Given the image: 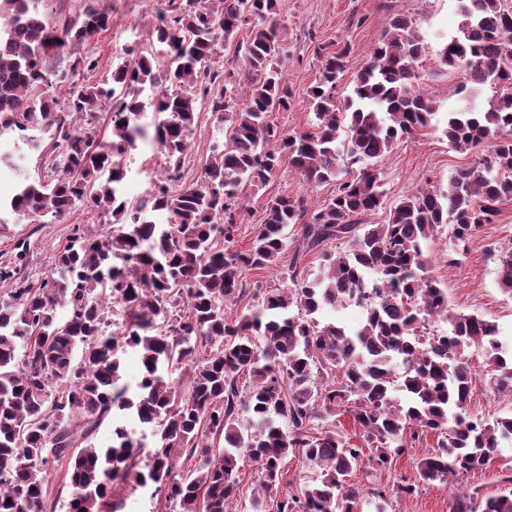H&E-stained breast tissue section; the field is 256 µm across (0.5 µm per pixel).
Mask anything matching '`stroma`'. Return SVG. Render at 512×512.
<instances>
[{
    "label": "stroma",
    "mask_w": 512,
    "mask_h": 512,
    "mask_svg": "<svg viewBox=\"0 0 512 512\" xmlns=\"http://www.w3.org/2000/svg\"><path fill=\"white\" fill-rule=\"evenodd\" d=\"M112 10V26L81 46V54L99 59L100 71L124 57L127 49H150L153 31L160 23L165 0H99ZM284 28L281 37L288 48L281 72L282 83L289 93L288 110L274 113L272 120L287 132L311 128L313 112L308 91L318 77L321 49H347V78L336 89L337 100H344L352 91V77L368 60L380 34L396 14L414 16L418 31L428 53L419 68V88L430 95L437 113L431 126L413 138L400 141L380 162L388 201H395L408 192L430 186L447 187L449 176L472 167L474 155L452 150L443 134L449 113L464 107L456 93L465 83L462 72L448 73L435 63L437 52L454 34L460 21L457 0H278ZM226 129L211 117L203 115L191 135L190 151L182 168L184 182H192L200 172V163L208 156L215 141L225 138ZM128 174L121 191L130 203L146 197L152 178L167 167L164 154L155 150L153 140L138 142L127 159ZM325 184L306 186L300 176L288 167H281L270 183L256 189L247 213L241 214L236 244L246 249L262 220V209L274 196L305 198L309 209H319L333 193ZM106 222L103 214L84 207L75 209L63 220L45 218L31 224L25 221L0 227V263L15 260L23 254L20 274L38 282L54 267L57 251L71 233L73 225H81L88 236L102 232ZM512 247V200L504 202L494 223L484 225L480 232L462 248H453L447 228H439L429 244V268L448 292L450 306L464 314H475L497 324L499 336L512 347V298L504 295L497 284L500 253ZM469 366L474 374L471 414L487 418L512 412V396L497 392L489 382L486 361L481 354H472ZM512 491V446L503 456L478 474L453 482L436 481L417 484L412 495L390 497L387 512H450L458 494L484 499Z\"/></svg>",
    "instance_id": "1"
}]
</instances>
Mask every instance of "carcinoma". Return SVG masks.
I'll use <instances>...</instances> for the list:
<instances>
[{
  "instance_id": "obj_1",
  "label": "carcinoma",
  "mask_w": 512,
  "mask_h": 512,
  "mask_svg": "<svg viewBox=\"0 0 512 512\" xmlns=\"http://www.w3.org/2000/svg\"><path fill=\"white\" fill-rule=\"evenodd\" d=\"M46 2L0 0V134L18 131L37 148L32 132L55 133L47 174L0 204V225L3 213L62 219L80 203L109 220L95 239L73 226L53 273L36 285L0 267V512H56L44 482L63 463L68 512H119L115 494L129 484L166 489L180 512H228L245 458L258 464L253 512H361L365 497L384 512L389 491L409 495L415 486L403 479L389 489L381 472L426 433L437 444L418 462L423 482L481 472L499 458L512 444V413H467L468 351L482 352L495 389L507 393L512 351L494 322L452 310L424 248L442 225L453 245L470 240L512 199V0H458L461 24L438 54L440 67L463 69L468 85L494 92L481 111L449 113L444 129L450 148L476 155L475 165L452 175L445 191L403 195L384 224L360 221L385 204L378 163L436 114L417 86L426 46L414 18L389 20L341 105L347 50L322 54L309 90L312 130L290 133L272 121L289 107L276 0H165L168 21L156 28L164 65L128 49L96 82L79 75L99 60L75 49L109 28L110 9L72 0L51 21ZM233 44L227 65L240 71H215L219 48ZM59 85L68 87L64 107L49 94ZM149 109L163 115L154 139L170 166L132 205L120 186ZM202 110L229 135L182 185ZM74 116L103 118L107 135L93 138ZM285 159L307 186L333 181L334 193L312 212L302 197L269 199L248 248H231L236 211ZM290 224L303 225L291 285L253 284L258 304L228 320L225 306L246 292L242 272L278 264ZM320 247L323 266L311 273L301 261ZM497 279L512 296V250L501 253ZM350 306L363 315L354 328L320 319ZM434 323L447 329L418 333ZM128 348L142 364L132 395L120 383ZM396 386L404 407L394 403ZM125 411L151 428L155 446L144 462L119 423L110 445H87ZM345 413L367 447L336 431ZM290 456L320 474L281 497ZM182 457L194 465L176 475ZM357 471L364 488L349 483ZM452 512H512V492L479 504L464 494Z\"/></svg>"
}]
</instances>
